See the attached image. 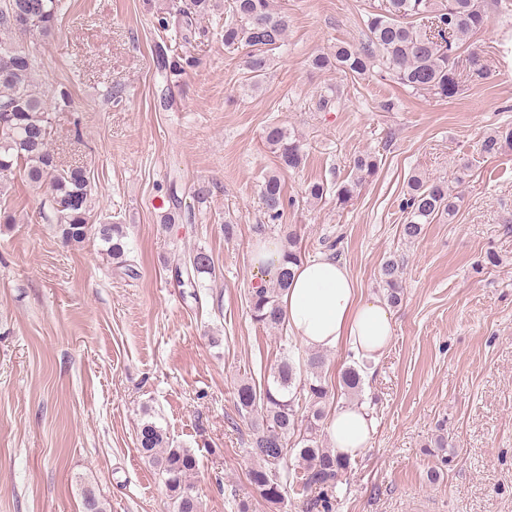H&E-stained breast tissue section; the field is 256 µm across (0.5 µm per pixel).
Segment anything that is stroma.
<instances>
[{"label": "stroma", "mask_w": 512, "mask_h": 512, "mask_svg": "<svg viewBox=\"0 0 512 512\" xmlns=\"http://www.w3.org/2000/svg\"><path fill=\"white\" fill-rule=\"evenodd\" d=\"M371 2L273 0L288 33L257 83L245 50L224 46L225 11L210 14L182 48L192 64L166 106L154 45L157 11L172 0H69L53 38L22 39L46 89L72 99L52 115V150L86 168L91 223L124 225L130 252L121 267L95 237L62 244L41 216L44 191L23 177L0 193L14 217L0 222V512H83L88 489L107 512H173L138 451L147 414L195 453L202 512H237L241 500L251 512H304L296 491L274 509L250 485L255 418L234 396L243 379L264 387L281 357L280 331L256 324L247 303L261 230L296 231L309 260L337 239L365 298L383 297L386 259L403 265L392 341L358 396L341 382L347 345L323 353L328 413L356 402L374 421L336 512H512V147L478 150L487 133L512 128V0L471 41L488 77L453 99L409 93L375 69L312 66L337 44L363 45ZM330 85L334 106L317 110ZM273 123L306 151L282 177L274 224L260 200L278 167L264 139ZM360 154L377 171L339 207L334 190ZM462 167L456 216L405 241L410 177L451 181ZM314 182L328 186L318 201L304 194ZM197 249L214 276L177 286L176 263ZM441 433L452 443L443 451Z\"/></svg>", "instance_id": "obj_1"}]
</instances>
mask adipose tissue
<instances>
[{"instance_id": "obj_1", "label": "adipose tissue", "mask_w": 512, "mask_h": 512, "mask_svg": "<svg viewBox=\"0 0 512 512\" xmlns=\"http://www.w3.org/2000/svg\"><path fill=\"white\" fill-rule=\"evenodd\" d=\"M282 297L292 336L312 349H333L348 343L357 356L377 362L394 332L389 305L359 295L347 267L332 258L301 262ZM374 426L360 406L340 409L329 421L327 435L335 454L356 459L369 448Z\"/></svg>"}]
</instances>
